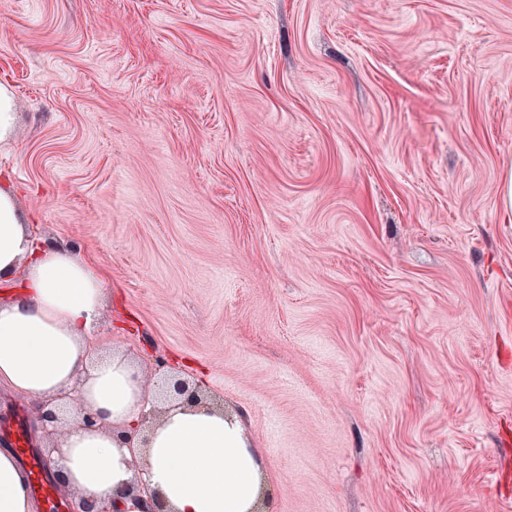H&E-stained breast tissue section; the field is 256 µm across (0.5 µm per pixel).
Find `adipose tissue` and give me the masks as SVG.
Returning a JSON list of instances; mask_svg holds the SVG:
<instances>
[{
    "instance_id": "adipose-tissue-1",
    "label": "adipose tissue",
    "mask_w": 512,
    "mask_h": 512,
    "mask_svg": "<svg viewBox=\"0 0 512 512\" xmlns=\"http://www.w3.org/2000/svg\"><path fill=\"white\" fill-rule=\"evenodd\" d=\"M0 383L33 400L77 389L97 413L94 431L69 428L60 444L66 492L126 502L132 456L115 433L141 413L148 395L136 365L119 352L91 356L90 330L104 301L101 276L72 249L33 240L9 187H0ZM144 478L168 512H252L274 502L264 461L241 423L223 412L167 409L143 449ZM28 475L0 450V512H37Z\"/></svg>"
}]
</instances>
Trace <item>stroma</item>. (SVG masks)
I'll return each mask as SVG.
<instances>
[{
	"label": "stroma",
	"mask_w": 512,
	"mask_h": 512,
	"mask_svg": "<svg viewBox=\"0 0 512 512\" xmlns=\"http://www.w3.org/2000/svg\"><path fill=\"white\" fill-rule=\"evenodd\" d=\"M0 84L96 347L241 420L272 512H512V0H0Z\"/></svg>",
	"instance_id": "stroma-1"
}]
</instances>
